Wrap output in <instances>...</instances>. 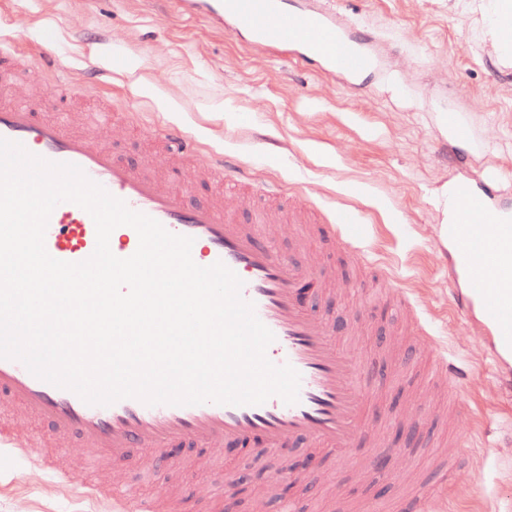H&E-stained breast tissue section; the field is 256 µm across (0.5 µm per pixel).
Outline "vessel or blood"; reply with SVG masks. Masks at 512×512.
Returning a JSON list of instances; mask_svg holds the SVG:
<instances>
[{"instance_id":"b4317fda","label":"vessel or blood","mask_w":512,"mask_h":512,"mask_svg":"<svg viewBox=\"0 0 512 512\" xmlns=\"http://www.w3.org/2000/svg\"><path fill=\"white\" fill-rule=\"evenodd\" d=\"M186 13H198L216 25L247 32L253 44L298 53L322 64L329 75L349 81L378 67L364 40L351 36L334 10L288 11L283 0H172ZM0 138L21 143L30 153L51 162L79 166L92 181L136 212L161 223L169 232L193 238L192 258L207 267L223 262L242 280L241 296L255 306L259 320L273 333L269 360L291 365L300 375L299 400L285 404L270 397L260 405L204 403L149 406L125 398L108 406L89 405L73 391L32 375L19 361L0 359V395L19 416L47 421L57 445L81 440L101 451L107 469H142L174 448H220L227 444L262 442L279 451L297 442L335 449L337 454L363 452L364 463L375 457H399L373 438L369 413L376 405L374 390L364 383L368 362L335 338L314 297L306 288L312 266L295 262L278 250L262 231L265 214L242 224L224 216L215 203H190L185 189L166 187L155 165L135 166L114 156L104 145L67 123L40 118L15 90L0 94ZM500 188L495 179L479 184L458 183L455 196L460 218L449 225L454 265L462 273V291L454 292L458 313L479 312L497 359H512V217L499 214L493 201ZM336 237L328 246H352L363 239L358 214L337 209ZM109 245L120 258L138 248L137 232L129 226L113 230ZM96 247V226L88 212L71 202L52 211L45 248L53 258L79 263ZM361 259L360 251L351 253ZM434 383L455 387L466 376L442 353L433 356ZM43 441L32 434L0 430V449L23 462L43 466ZM85 496L103 501L108 512H190L195 489L181 486L167 500L113 494L109 480L85 488ZM445 492L420 489L400 512H444Z\"/></svg>"}]
</instances>
